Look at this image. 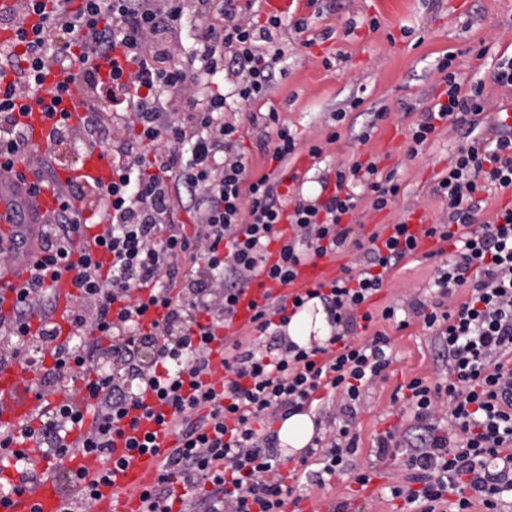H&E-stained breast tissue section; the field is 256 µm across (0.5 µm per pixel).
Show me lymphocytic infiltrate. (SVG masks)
<instances>
[{"mask_svg": "<svg viewBox=\"0 0 512 512\" xmlns=\"http://www.w3.org/2000/svg\"><path fill=\"white\" fill-rule=\"evenodd\" d=\"M25 14L39 23L19 29L13 48L0 49V170L32 154L27 113L21 98L33 95L49 73V61L86 66L82 76L90 112L81 131L56 118L53 140L97 146L112 158L114 178L98 197L112 214L97 235L98 253L78 250L87 219L77 204L84 185L59 192L60 205L39 229L38 275L17 292L9 320L0 319V355L22 358L41 370L43 387L83 378L93 424L73 444L66 433L82 425L79 408L62 404L38 411L24 433L39 449L63 458L76 453L112 459L115 437L136 425L138 413L168 422L178 442L164 459L154 485L141 495V512H172L175 485L191 492L190 512H284L294 492L279 469L283 458L276 432L259 434L256 422L310 407L319 390L341 392L345 413H353L361 390L382 377L392 362L382 332L352 342L358 321H372L364 306L394 267L413 255L419 236L455 241L457 255L439 269L432 303L410 308L435 332L448 356L445 383L411 380L406 403L414 426L404 435L389 432L377 441L379 454L404 452L408 466L391 485L392 498L412 512H503L512 496V207L473 228L480 193L512 188V127L493 125L491 136L475 135V118L485 110V84L462 85L452 70L453 54L437 65L445 89L408 131L406 154L416 157L439 128L465 131L438 191L448 201V221L411 232L407 220L391 227L379 244L364 246L356 210L369 196L372 210L388 207L400 186L382 173L376 159L352 160L321 178L325 196L295 200L285 209L280 178H251L239 151V123L226 120L229 96L244 102L266 97L284 57L275 33L283 21H254L239 0H24ZM232 58H225V49ZM111 59V72L89 67L91 58ZM238 75L231 94L212 90L223 70ZM271 159L293 154L297 137L276 109L250 113ZM188 213L193 231L179 218ZM277 254H270L271 243ZM366 249L359 272H345L325 287L295 295L291 302L267 298L252 318L254 337L224 340V381L209 383L207 344L229 326L242 294L257 271L288 283L299 266L315 258ZM192 263L182 271V263ZM74 275L71 312L75 343L58 344L52 319L54 295L44 273ZM225 282L209 293L201 281ZM470 286L456 308L448 299ZM317 299L335 332L326 344L303 348L284 330L289 310ZM151 321H144L147 311ZM162 406H146L144 392ZM447 403L451 431L437 421ZM359 437L348 427L324 451L315 484L352 473L359 486L371 469H355ZM454 502H447V495Z\"/></svg>", "mask_w": 512, "mask_h": 512, "instance_id": "1", "label": "lymphocytic infiltrate"}]
</instances>
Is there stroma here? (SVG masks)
Returning a JSON list of instances; mask_svg holds the SVG:
<instances>
[{"label": "stroma", "instance_id": "1", "mask_svg": "<svg viewBox=\"0 0 512 512\" xmlns=\"http://www.w3.org/2000/svg\"><path fill=\"white\" fill-rule=\"evenodd\" d=\"M373 17L380 22L375 30L368 25ZM301 18L307 19L308 28L299 33L293 23ZM284 22L278 45L285 56L270 92L242 104L234 115L245 125L243 146L249 153L252 175L269 173L278 165L259 149L260 131L246 126V115L273 107L303 143L278 166L293 177L291 193L314 199L323 173L348 164L356 154L364 160L375 156L382 172H395L400 192L383 211L358 208L363 236L405 217L419 218L427 225L447 223V202L436 189L448 172L460 136L440 131L411 159L405 155L407 131L439 94L436 63L452 52L460 77L485 83L488 109L481 114L477 131L486 134L496 113L512 100V94L492 81L499 59L512 57V0H319L313 8L306 0H296ZM405 27L411 29V36H402ZM382 109L386 117L375 120V112ZM339 112L344 115L340 121L335 118ZM334 131L339 140L328 142ZM365 131L369 140L358 143V135ZM310 142L323 144L320 158L309 156L306 145ZM433 247L436 256L417 250L389 273L367 306L374 316L369 329L352 333L356 342L365 341L372 331L387 334L393 358L384 378L362 389L354 418H345L338 395H324L309 410L318 422L315 434L323 443H330L344 425L357 433L360 451L355 465L372 467L386 484L404 473L407 457L379 456L377 440L386 432H403L413 424L404 414V401L397 398V390L415 378L430 386L445 382L447 365L442 346L421 318L410 316L408 326L401 329L381 319L380 312L387 305L405 309L416 299L432 301L433 280L456 253L448 242L437 241ZM291 466L298 493L308 496L315 510L326 499L358 501L352 476L331 477L321 487L310 485L308 477L318 467L317 457L304 463L293 460ZM358 503L361 512H400L402 505L384 491Z\"/></svg>", "mask_w": 512, "mask_h": 512}]
</instances>
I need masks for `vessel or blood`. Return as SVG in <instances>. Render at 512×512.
Returning a JSON list of instances; mask_svg holds the SVG:
<instances>
[{
  "label": "vessel or blood",
  "instance_id": "vessel-or-blood-1",
  "mask_svg": "<svg viewBox=\"0 0 512 512\" xmlns=\"http://www.w3.org/2000/svg\"><path fill=\"white\" fill-rule=\"evenodd\" d=\"M60 84L68 87L63 95V106L72 130H81L88 112L89 92L81 77L70 76L69 72L56 67L51 68L37 98L26 101L31 111L25 119L29 139L41 154L52 147L54 121L44 116L39 101L49 98ZM111 178L112 163L96 148L87 149L78 164L59 170L57 175L58 182L63 185L72 182L83 184L90 179L105 183ZM58 206L54 188L38 185L29 163L15 162L11 172L0 174V224L4 225L6 231L17 233L18 210H25L29 224L36 225L45 222ZM37 258V252H29L20 262L11 264L0 274V312H10L17 290L30 279L31 268ZM333 277V265L325 259L300 266L296 278L286 285L256 277L238 304L233 330L251 327L253 307L263 304L265 295H293L327 283ZM52 288L55 296L54 316L59 319L73 305L76 288L72 274H61L53 281ZM208 350L212 371L209 381L218 385L224 379L223 339L209 342ZM39 393L38 374L26 370L19 361H0V427L15 436L14 450L24 452L25 463L38 475L36 482L23 487L19 484V475L14 467L0 465V482L14 488L13 493L0 496V512H67L69 507L61 473L48 464L44 455L36 450L34 442L19 438L22 424L28 423L40 404ZM139 429L154 433V451L145 454L131 451L126 448L124 439H115L112 456L119 460L120 465L113 469L112 485L104 489L102 498L94 506L95 512H139L141 491L155 481L163 456L177 441L173 429L151 420H141Z\"/></svg>",
  "mask_w": 512,
  "mask_h": 512
}]
</instances>
